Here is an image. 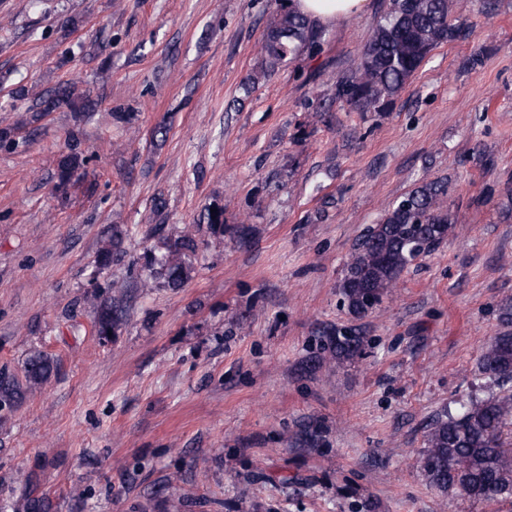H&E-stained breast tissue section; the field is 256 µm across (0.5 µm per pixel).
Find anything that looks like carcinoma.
<instances>
[{
  "instance_id": "1",
  "label": "carcinoma",
  "mask_w": 512,
  "mask_h": 512,
  "mask_svg": "<svg viewBox=\"0 0 512 512\" xmlns=\"http://www.w3.org/2000/svg\"><path fill=\"white\" fill-rule=\"evenodd\" d=\"M472 26L454 15V0H384V10L369 41L349 73L339 77L318 99L315 110L324 112L345 103L356 112H382L415 75L428 54L444 42L464 41ZM322 31L293 8L282 9L269 25L259 46L265 70L273 71L303 54L321 50ZM86 112L90 101L63 88L41 99L39 111L61 107ZM78 143L60 161L58 187L70 184L83 166ZM445 178L424 181L397 199L380 222L366 228L355 241L337 285L340 305L351 316L345 324H326L318 329L323 352L338 364H353L367 355V340L358 321L390 296L402 272L417 259L429 255L448 240L456 215L448 205ZM200 220L215 241L224 238L251 242L255 228L244 217L229 224L224 205L204 206ZM131 228L113 224L97 254V267L107 269L128 256ZM144 253L140 287L176 290L195 272L193 257L199 248L195 235H155ZM126 285L112 282L106 292L94 291L84 302L92 311V332L112 340L127 324ZM501 330L479 358V369L500 386L512 383V301L501 308ZM57 371L56 356L36 350L23 364V378L0 369V411L11 412ZM512 425V393L461 405L454 414L444 408L428 425L421 467L429 488L445 496L488 505L512 499V449L504 446L503 430Z\"/></svg>"
}]
</instances>
